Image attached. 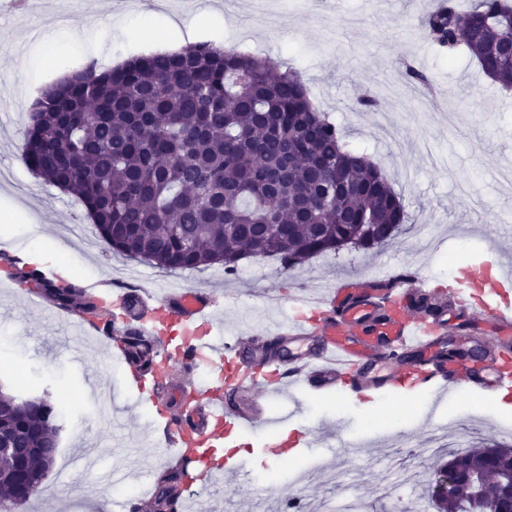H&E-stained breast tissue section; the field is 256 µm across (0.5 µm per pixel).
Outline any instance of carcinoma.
I'll use <instances>...</instances> for the list:
<instances>
[{"label": "carcinoma", "mask_w": 512, "mask_h": 512, "mask_svg": "<svg viewBox=\"0 0 512 512\" xmlns=\"http://www.w3.org/2000/svg\"><path fill=\"white\" fill-rule=\"evenodd\" d=\"M423 32L440 51L475 61L491 82L512 87V3L474 0L461 14L445 2L423 12ZM23 160L45 183L72 193L115 254L166 270H201L259 251L293 267L346 246L388 244L409 223L402 198L365 153L347 148L320 113L301 75L272 61L209 43L131 59L108 70L91 62L40 91L26 115ZM40 294L61 308L94 310L85 291L38 277ZM126 359L147 369L155 343L127 336ZM56 405L0 394V434L27 448L0 457V512L42 485L43 454L57 444ZM500 445L452 462L456 499L470 512V470L484 494L499 495L508 468ZM180 473L166 470L135 512L173 509Z\"/></svg>", "instance_id": "obj_1"}]
</instances>
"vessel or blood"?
<instances>
[{
    "instance_id": "b4317fda",
    "label": "vessel or blood",
    "mask_w": 512,
    "mask_h": 512,
    "mask_svg": "<svg viewBox=\"0 0 512 512\" xmlns=\"http://www.w3.org/2000/svg\"><path fill=\"white\" fill-rule=\"evenodd\" d=\"M486 264L490 280L464 271L450 293L461 316L489 324L507 344L512 342V302L504 291L512 288V260L492 248ZM442 292L409 269L346 281L319 297L296 301L286 321L231 343L215 320L221 298L214 292L184 288L158 298L145 290L135 299L106 285L95 295L107 306L122 307L125 325L157 336L162 351L153 370L132 377L137 386H150L155 404H162V392L178 368L192 371L187 391L203 405V424L166 418L159 429H141L140 440L152 444L160 433L173 448L184 474L179 512H211L215 485L237 489L248 478L247 468L215 459L213 447L228 431L268 424L266 403L287 397L291 389L336 391L362 403L385 392L422 387L432 397L425 413L429 421L461 386L488 396L511 393L508 357L477 363L443 356L447 320L444 313L427 311ZM203 367L212 378H196ZM330 436L326 429L303 430L264 453L288 459Z\"/></svg>"
}]
</instances>
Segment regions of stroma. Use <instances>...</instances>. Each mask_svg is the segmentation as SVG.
I'll list each match as a JSON object with an SVG mask.
<instances>
[{
	"mask_svg": "<svg viewBox=\"0 0 512 512\" xmlns=\"http://www.w3.org/2000/svg\"><path fill=\"white\" fill-rule=\"evenodd\" d=\"M144 9L174 16L188 43L222 41L224 47L292 66L302 76L313 103L329 114L354 147L367 152L401 193L410 221L378 251L345 249L283 270L273 257L242 261L236 273L223 267L165 271L145 262L90 247L96 234L78 222L81 205L36 178L22 160L28 89H43L59 76L89 62L107 68L148 54L152 38L167 37L159 21L132 14L117 16L110 0H34L29 17L0 18V389L24 397L64 403L54 463L63 470L79 449L95 447L102 468L138 469L112 483L96 473L81 476L80 488L49 481L36 488L21 512H111L125 501V489L154 487L165 471L169 449L116 447L117 438L150 425L153 409L128 377L118 335L72 341L52 317V302L35 289L7 284L17 250L53 244L50 263L71 269L84 285L109 282L128 288L212 289L224 297L217 319L228 337L248 336L284 317L296 295L314 296L325 282L374 277L388 267L410 265L447 282L450 270L477 261L489 247L512 259V237L489 239L487 230L512 221V92L489 84L468 57H447L427 43L418 16L440 0H138ZM209 10L201 24L197 16ZM141 25V39L127 38L123 23ZM425 74L440 92L426 103L422 90L404 77L405 66ZM369 94L377 105L362 109ZM289 400L269 402L276 415L288 414L280 433L323 424L335 439L370 443L371 454L350 457L309 448L291 463L272 464L260 455L266 437L254 430L231 433L215 457L233 456L252 468V482L238 498L239 508L281 493L302 500L308 512H343L357 502L365 512H391L394 502L426 506L419 477L445 463L451 451L481 443L512 446V417L500 418L483 395L462 392L447 398L439 424L471 419L463 434L446 446L410 449L397 437L419 429L426 392L373 397L356 406L342 397L297 391ZM118 407L112 421L97 415Z\"/></svg>",
	"mask_w": 512,
	"mask_h": 512,
	"instance_id": "stroma-1",
	"label": "stroma"
}]
</instances>
